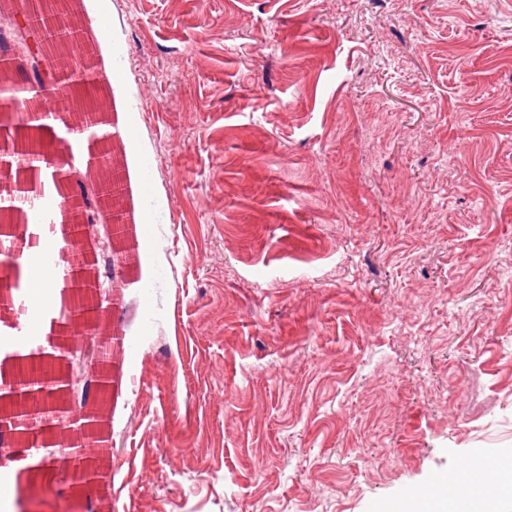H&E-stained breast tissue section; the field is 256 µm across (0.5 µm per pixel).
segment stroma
<instances>
[{
	"label": "stroma",
	"instance_id": "obj_1",
	"mask_svg": "<svg viewBox=\"0 0 512 512\" xmlns=\"http://www.w3.org/2000/svg\"><path fill=\"white\" fill-rule=\"evenodd\" d=\"M77 8L127 130L140 264L112 290L104 483L18 484L43 512H407L471 448L494 478L512 455V0Z\"/></svg>",
	"mask_w": 512,
	"mask_h": 512
}]
</instances>
